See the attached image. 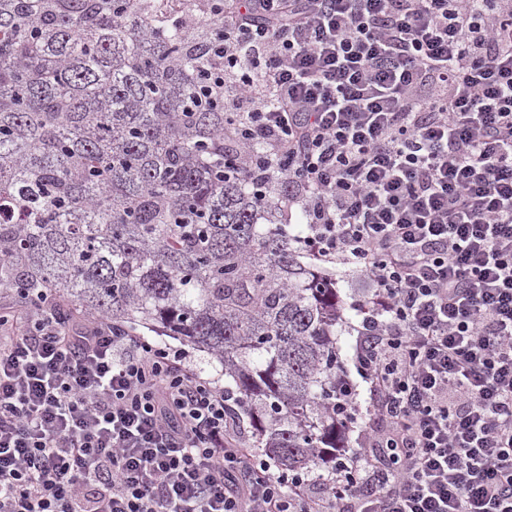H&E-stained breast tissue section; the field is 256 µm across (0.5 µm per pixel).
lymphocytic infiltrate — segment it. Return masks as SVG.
<instances>
[{
  "label": "lymphocytic infiltrate",
  "instance_id": "lymphocytic-infiltrate-1",
  "mask_svg": "<svg viewBox=\"0 0 512 512\" xmlns=\"http://www.w3.org/2000/svg\"><path fill=\"white\" fill-rule=\"evenodd\" d=\"M208 82L300 243L371 286L366 446L311 492L184 351L0 315V512H512V0H214Z\"/></svg>",
  "mask_w": 512,
  "mask_h": 512
}]
</instances>
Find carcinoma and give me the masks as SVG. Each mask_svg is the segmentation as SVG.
Masks as SVG:
<instances>
[{
	"label": "carcinoma",
	"instance_id": "obj_1",
	"mask_svg": "<svg viewBox=\"0 0 512 512\" xmlns=\"http://www.w3.org/2000/svg\"><path fill=\"white\" fill-rule=\"evenodd\" d=\"M163 0H0V288L207 352L255 447L336 462V287L260 208L209 94L224 17Z\"/></svg>",
	"mask_w": 512,
	"mask_h": 512
}]
</instances>
